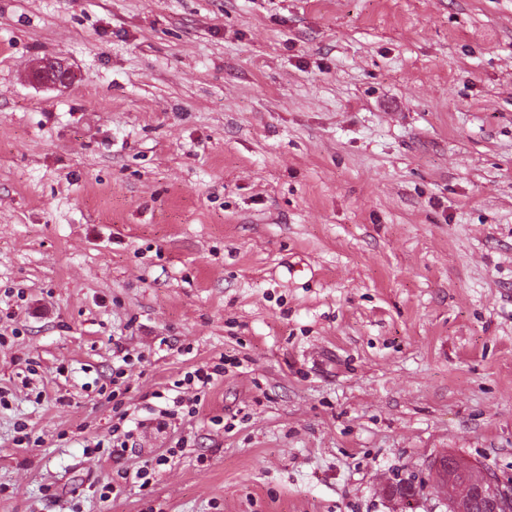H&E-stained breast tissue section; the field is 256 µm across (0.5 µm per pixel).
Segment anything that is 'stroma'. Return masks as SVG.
<instances>
[{"mask_svg": "<svg viewBox=\"0 0 512 512\" xmlns=\"http://www.w3.org/2000/svg\"><path fill=\"white\" fill-rule=\"evenodd\" d=\"M0 332V512H448L450 453L511 479L512 0H0ZM60 73L70 77L69 72L60 60L44 59L36 63L33 68V78L44 84L58 83ZM221 365L216 364L212 367V371L208 366L196 368L194 371L186 372L184 378L182 380L177 381L176 388H182L183 385H191L199 384L200 388H206L208 385L214 383V381L218 380V377H223L224 375V367H220Z\"/></svg>", "mask_w": 512, "mask_h": 512, "instance_id": "obj_1", "label": "stroma"}]
</instances>
